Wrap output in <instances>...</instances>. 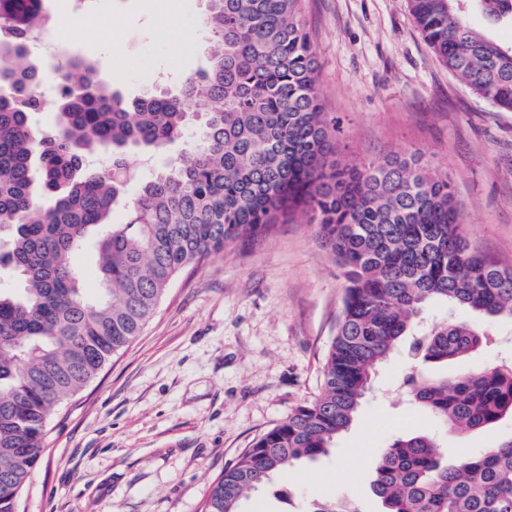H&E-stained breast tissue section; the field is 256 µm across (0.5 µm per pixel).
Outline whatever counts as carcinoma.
Wrapping results in <instances>:
<instances>
[{
	"mask_svg": "<svg viewBox=\"0 0 512 512\" xmlns=\"http://www.w3.org/2000/svg\"><path fill=\"white\" fill-rule=\"evenodd\" d=\"M209 65L129 101L74 57L60 69L57 120L31 114L46 74L28 61L24 33L41 22L20 0L0 40V512H17L44 453L49 418L138 336L184 271L229 241L284 218L318 226L345 282L341 318L320 394L259 435L214 478L201 512H239L241 500L298 463L329 454L352 424L377 365L403 341L425 362H459L489 335L469 321H426L444 305L512 321V265L471 247L447 173L422 155L349 164L340 121L326 112L319 63L300 0H206ZM424 39L478 97L512 112V44L468 23L481 13L512 29V0H408ZM194 99L201 119L184 109ZM180 142L171 164L139 181L132 156ZM103 156L89 171L84 163ZM127 221L111 220L115 207ZM93 243L100 286L85 293L76 257ZM417 405L456 431L512 418V360L434 378L413 373ZM371 491L382 512H512V439L448 459L430 434L380 453ZM308 512H362L345 496Z\"/></svg>",
	"mask_w": 512,
	"mask_h": 512,
	"instance_id": "cac0c4a2",
	"label": "carcinoma"
}]
</instances>
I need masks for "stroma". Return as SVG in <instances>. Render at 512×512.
Instances as JSON below:
<instances>
[{
	"label": "stroma",
	"mask_w": 512,
	"mask_h": 512,
	"mask_svg": "<svg viewBox=\"0 0 512 512\" xmlns=\"http://www.w3.org/2000/svg\"><path fill=\"white\" fill-rule=\"evenodd\" d=\"M319 90L340 121L342 158L419 151L452 179L463 232L490 259L512 261V112L477 97L436 57L407 0H301ZM205 0H97L108 27L68 21L69 53L98 61L124 97L154 88L157 69L206 68ZM344 281L317 227L277 224L231 241L175 279L141 335L51 421L19 512H200L209 483L254 438L321 391L343 309ZM499 341L465 361L422 366L402 349L380 363L347 432L241 512H306L333 495L378 512L370 490L383 448L436 435L469 455L512 438V419L459 434L411 404L405 379L487 369L512 357V323L486 319Z\"/></svg>",
	"instance_id": "35a3bbf8"
}]
</instances>
